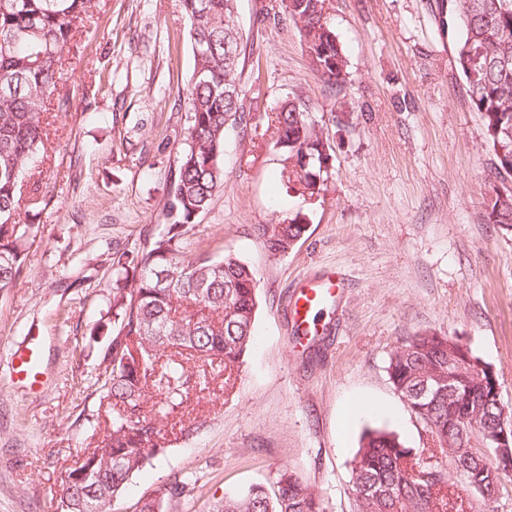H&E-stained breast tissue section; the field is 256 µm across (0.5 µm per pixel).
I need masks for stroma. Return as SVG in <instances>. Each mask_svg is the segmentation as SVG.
Masks as SVG:
<instances>
[{
  "label": "stroma",
  "mask_w": 512,
  "mask_h": 512,
  "mask_svg": "<svg viewBox=\"0 0 512 512\" xmlns=\"http://www.w3.org/2000/svg\"><path fill=\"white\" fill-rule=\"evenodd\" d=\"M270 7L237 0V81L255 116L287 98L308 107L333 147L327 190L305 210L303 237L271 256L256 227L292 211L280 161L229 130L224 185L188 238L254 269L253 342L232 390L216 375L214 395L190 391L184 412L165 420L163 454L130 478L112 512H132L144 496L165 512H210L283 466L327 512H354L350 462L362 431L387 429L413 448L426 437L385 369L419 332L463 337L512 408V232L486 217L495 158L454 67L442 0H329L347 58L336 88ZM193 67L182 0H95L64 58L68 106L50 104L49 159L24 187L43 199L27 217L39 232L0 292V512H57L68 473L110 423L93 376L112 255L136 254L168 222ZM335 271L332 299L313 312L318 335L297 342L301 287ZM28 336L44 343L35 388L10 377ZM184 474L197 476L195 488L170 498Z\"/></svg>",
  "instance_id": "1"
}]
</instances>
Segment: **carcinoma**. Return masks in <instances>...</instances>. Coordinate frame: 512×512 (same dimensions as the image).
<instances>
[{"label": "carcinoma", "mask_w": 512, "mask_h": 512, "mask_svg": "<svg viewBox=\"0 0 512 512\" xmlns=\"http://www.w3.org/2000/svg\"><path fill=\"white\" fill-rule=\"evenodd\" d=\"M237 0H182L189 21L194 68L184 95V148L164 207L168 229L136 256H112L115 287L107 310L112 330L99 351L95 385L112 403V425L85 457L89 473L65 482L62 512H111L129 479L164 451L160 422L184 403L190 382L208 388L207 374L188 362L219 360L225 380L240 368L252 343L258 281L249 265L231 255L196 253L185 244L195 219L224 183V138L230 127L250 129L257 147L280 156L281 176L297 199V215L258 227L268 251L288 253L305 232L299 222L309 200L326 190L332 158L323 132L293 100L254 121L236 84L237 64L224 57V39L243 36ZM93 0H0V291L26 262L36 224L20 221L28 167L49 140L47 102L63 79L62 61ZM299 30L312 70L330 85L344 81L346 57L324 13V0H281ZM459 30L453 62L463 75L470 108L480 113L485 141L495 156V180L483 202L488 222L512 231V0H448ZM458 336L417 334L390 353L386 373L395 392L428 427L421 448L386 430L364 431L352 460L355 512H467L473 494L497 502L512 463L498 460V438L512 433V410L487 382L486 363L472 349L468 371L448 382V351ZM473 442H458L460 428ZM491 455H486V452ZM198 478L174 479L179 498ZM214 512H326L318 494L296 474L280 469L272 481L226 496Z\"/></svg>", "instance_id": "carcinoma-1"}]
</instances>
